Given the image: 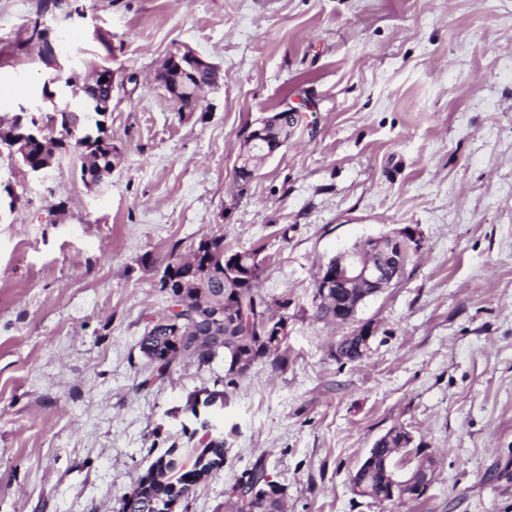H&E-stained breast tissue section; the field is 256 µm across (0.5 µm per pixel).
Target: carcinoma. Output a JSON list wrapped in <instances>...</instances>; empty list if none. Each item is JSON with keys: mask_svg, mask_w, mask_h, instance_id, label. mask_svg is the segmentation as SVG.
Returning a JSON list of instances; mask_svg holds the SVG:
<instances>
[{"mask_svg": "<svg viewBox=\"0 0 512 512\" xmlns=\"http://www.w3.org/2000/svg\"><path fill=\"white\" fill-rule=\"evenodd\" d=\"M112 69L101 67L95 75L77 86L79 76L75 72L66 75L69 87H79L81 95L94 97L104 103L107 97L105 83ZM107 108L97 112H67L65 106L55 104L41 112H19L8 120L0 119V157L10 163L18 162L32 173L45 171L57 160L63 143L55 135L63 132L75 139L74 147L82 149L84 161L80 166V178L88 187H97L111 180L115 147L106 126ZM261 266L254 252L234 251L224 244L221 234L201 239L193 259H189L175 273L173 286L184 291L186 301L182 310L172 312L169 318L179 320L186 336L185 346L178 350L171 347L169 339L173 326L160 321L153 324L142 337L139 348L142 354L155 363L157 354L171 353L170 360L158 364L157 370L165 372L173 362L187 357L203 366L215 358L224 356V368L229 383L243 376L258 358L278 352L276 327L284 318L266 314L264 301L256 288ZM344 289L327 298H315L316 320L334 324L340 309L349 306ZM224 312V327L217 333L224 336L219 342L210 338L209 329L197 321L196 313L208 310ZM196 456L203 459L194 471V479H207L212 468L224 461V449L213 443L201 448L169 449L148 470L146 479L155 494L154 507L150 508L139 499H123L121 512H164L166 500L173 490V483H182L184 458ZM352 485L363 484L365 497L378 501L390 494L383 487L377 470L355 473ZM238 489L246 495L237 499L236 512H285L283 497L275 487L265 481L263 471L255 467L247 478L239 480Z\"/></svg>", "mask_w": 512, "mask_h": 512, "instance_id": "obj_1", "label": "carcinoma"}]
</instances>
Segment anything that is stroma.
I'll list each match as a JSON object with an SVG mask.
<instances>
[{"mask_svg": "<svg viewBox=\"0 0 512 512\" xmlns=\"http://www.w3.org/2000/svg\"><path fill=\"white\" fill-rule=\"evenodd\" d=\"M184 47L220 69L187 118L157 79ZM57 63L112 68L117 156L90 189L68 151L0 210V512H121L205 421L224 465L173 512H230L259 462L287 512H512V0H0V116ZM286 104L298 126L239 184L243 130ZM407 226L417 256L357 313L366 356L337 360L354 324L315 320L319 266ZM213 234L261 259L285 368L143 357L170 253ZM204 389L223 402L190 410ZM394 427L437 460L426 497L355 495Z\"/></svg>", "mask_w": 512, "mask_h": 512, "instance_id": "obj_1", "label": "stroma"}]
</instances>
